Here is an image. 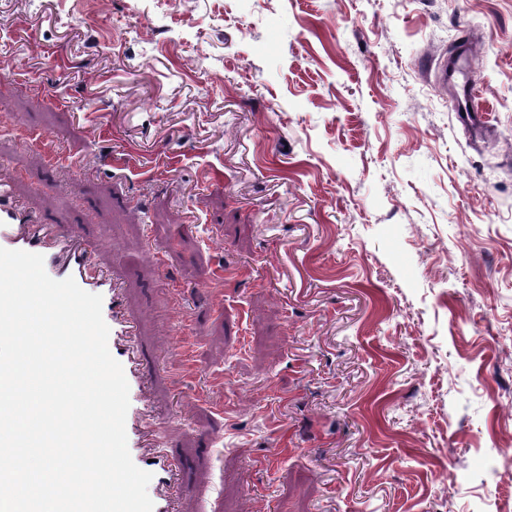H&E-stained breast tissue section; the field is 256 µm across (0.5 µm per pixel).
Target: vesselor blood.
<instances>
[{"mask_svg":"<svg viewBox=\"0 0 512 512\" xmlns=\"http://www.w3.org/2000/svg\"><path fill=\"white\" fill-rule=\"evenodd\" d=\"M457 50V56L442 60V79H453L455 73L459 72L460 56L471 52L470 36L464 33L458 36ZM462 75L463 82L456 92L457 117L465 127L475 130L485 128L488 113L473 100L472 75L468 72ZM21 141L41 144L50 162L63 160L76 170L83 167L81 159H62L50 138L28 132ZM0 248L41 254L45 266L53 268L55 279L74 278L83 290L102 296V315L109 328L108 347L122 365L129 385L130 405L126 416L128 449L135 465L153 475L149 483L153 512H171L172 500L167 495V486L174 463L167 449L154 445L157 433L145 410L147 377L141 350L130 323L122 313L117 283L92 260V244L79 235L59 231L54 225L43 223L26 211L14 191L13 181L0 179Z\"/></svg>","mask_w":512,"mask_h":512,"instance_id":"b4317fda","label":"vessel or blood"}]
</instances>
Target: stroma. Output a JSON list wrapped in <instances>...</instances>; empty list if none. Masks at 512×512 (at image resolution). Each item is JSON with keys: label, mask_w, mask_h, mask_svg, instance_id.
Returning <instances> with one entry per match:
<instances>
[{"label": "stroma", "mask_w": 512, "mask_h": 512, "mask_svg": "<svg viewBox=\"0 0 512 512\" xmlns=\"http://www.w3.org/2000/svg\"><path fill=\"white\" fill-rule=\"evenodd\" d=\"M0 55V176L122 280L179 512H512V0H0ZM471 38L467 36L465 30H461L460 35L457 37V50L458 55L449 59L445 58L441 62V80L448 82L452 80L455 73L458 71V63L463 55L471 53ZM456 106L458 120L471 129L479 130L487 126L488 113L486 109L474 103V83L471 71L463 73V83L457 85Z\"/></svg>", "instance_id": "1"}]
</instances>
